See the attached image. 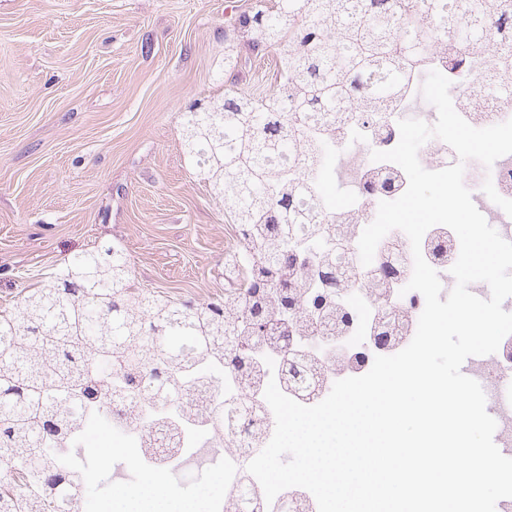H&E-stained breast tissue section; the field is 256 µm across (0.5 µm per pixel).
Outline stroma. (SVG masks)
Returning <instances> with one entry per match:
<instances>
[{
    "label": "stroma",
    "mask_w": 512,
    "mask_h": 512,
    "mask_svg": "<svg viewBox=\"0 0 512 512\" xmlns=\"http://www.w3.org/2000/svg\"><path fill=\"white\" fill-rule=\"evenodd\" d=\"M275 2L0 0V311L112 244L144 292L223 295L232 226L188 167L181 124L228 83L273 82L275 51L254 47L242 21ZM84 453L98 477L81 512L142 486L97 443Z\"/></svg>",
    "instance_id": "35a3bbf8"
}]
</instances>
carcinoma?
I'll list each match as a JSON object with an SVG mask.
<instances>
[{"instance_id":"obj_1","label":"carcinoma","mask_w":512,"mask_h":512,"mask_svg":"<svg viewBox=\"0 0 512 512\" xmlns=\"http://www.w3.org/2000/svg\"><path fill=\"white\" fill-rule=\"evenodd\" d=\"M477 25L455 23L457 0H278L245 18L255 46L276 48V84L255 96L224 91L188 112L183 152L196 176L224 201L240 226L250 275L206 303L145 294L130 281L129 261L112 245L86 251L47 285L26 291L0 312V512H66L81 500L82 480L60 469L53 449L70 442L105 403L148 447L153 428L180 430L185 415L207 414L194 388L212 381L207 367L258 375L259 367L224 351L228 330L256 345V327L291 316L309 326L313 289L335 297L353 273L336 275V247L304 261L306 245L363 216L331 208L327 225L310 224L305 201L325 192L308 171L325 162L327 136L314 125L343 112L353 120L385 118L386 102L406 92L431 54L466 68L484 59L489 84L512 87L508 47L484 25L512 28V0H469ZM388 270L364 275L376 312L408 315L387 303ZM293 309L285 311L284 301Z\"/></svg>"}]
</instances>
